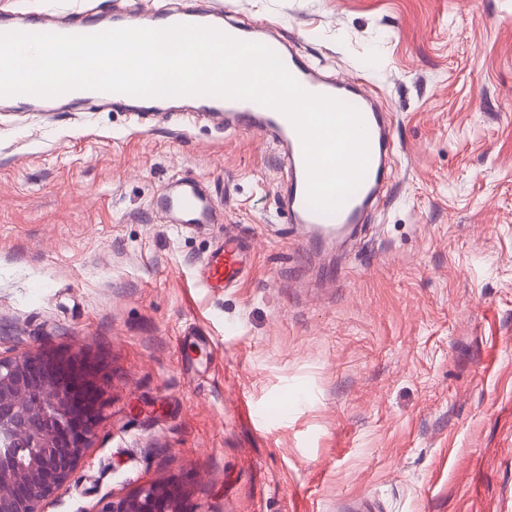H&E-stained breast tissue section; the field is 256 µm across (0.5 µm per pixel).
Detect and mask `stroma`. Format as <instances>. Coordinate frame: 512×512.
<instances>
[{
    "label": "stroma",
    "mask_w": 512,
    "mask_h": 512,
    "mask_svg": "<svg viewBox=\"0 0 512 512\" xmlns=\"http://www.w3.org/2000/svg\"><path fill=\"white\" fill-rule=\"evenodd\" d=\"M116 0H0V24ZM392 122L387 190L305 256L275 146L203 120L0 103V355L98 378L100 420L46 512L170 479L186 512H512V0H221ZM174 178L219 224H163ZM252 266L202 282L225 231Z\"/></svg>",
    "instance_id": "1"
}]
</instances>
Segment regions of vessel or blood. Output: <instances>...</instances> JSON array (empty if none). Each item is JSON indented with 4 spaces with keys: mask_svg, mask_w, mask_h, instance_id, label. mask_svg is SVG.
<instances>
[{
    "mask_svg": "<svg viewBox=\"0 0 512 512\" xmlns=\"http://www.w3.org/2000/svg\"><path fill=\"white\" fill-rule=\"evenodd\" d=\"M169 25L189 24L225 30L226 34L248 42L270 47L287 70L309 92L339 99L361 113L369 139V161L365 177L349 199L336 211L323 214L311 209L307 200V171L301 139L292 123L280 112L257 102L226 99L211 95L191 96L189 104H169V111L181 112L186 118H203L232 133L249 128L270 136L276 147L287 180L282 187V208L290 223L295 224L307 242L325 244L341 238L349 229L366 223L368 210L380 194L390 152V132L377 96L353 79L330 80L309 63L275 26L261 22L244 27L236 24L223 10L210 7L198 13L164 12ZM100 20L74 12L67 20L47 13L25 18L20 26L24 33L88 35L98 33ZM79 101L104 103L124 112L138 111V97L111 92L78 89ZM155 210L168 224H216L222 216L217 200L205 183L198 180L175 179L160 189ZM250 265L248 247L232 233H225L204 264L203 282L207 287L230 288L245 276Z\"/></svg>",
    "mask_w": 512,
    "mask_h": 512,
    "instance_id": "vessel-or-blood-1",
    "label": "vessel or blood"
}]
</instances>
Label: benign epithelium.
<instances>
[{
    "mask_svg": "<svg viewBox=\"0 0 512 512\" xmlns=\"http://www.w3.org/2000/svg\"><path fill=\"white\" fill-rule=\"evenodd\" d=\"M94 388L72 359L0 357V512H45L67 485L100 418ZM182 498L179 485L155 480L82 512H185Z\"/></svg>",
    "mask_w": 512,
    "mask_h": 512,
    "instance_id": "benign-epithelium-1",
    "label": "benign epithelium"
}]
</instances>
